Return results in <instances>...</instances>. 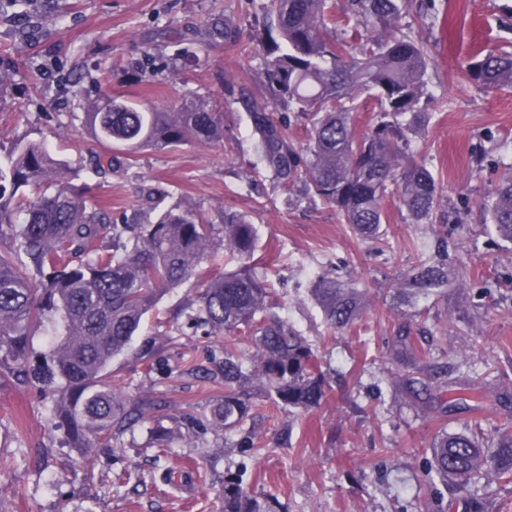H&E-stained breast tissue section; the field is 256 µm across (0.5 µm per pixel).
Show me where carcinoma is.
<instances>
[{
	"mask_svg": "<svg viewBox=\"0 0 512 512\" xmlns=\"http://www.w3.org/2000/svg\"><path fill=\"white\" fill-rule=\"evenodd\" d=\"M350 6L354 25L346 37L336 33L329 0H265L261 66L268 103L257 104L244 87L238 103L248 112L261 163L283 191L299 188L355 234L376 239L391 194L414 224H431L437 215L436 179L410 150V136L429 122L436 98L426 46L402 23L412 0H351ZM465 73L484 89L512 87V52L479 49ZM363 92L376 101L377 121L357 137L351 112ZM282 103L306 123L305 144L289 138L290 118L277 110ZM83 130L106 148L93 158L105 177L130 166L142 147L223 141L224 114L200 101L180 112L142 110L100 94L84 107ZM72 177L68 162L40 141L0 148V240L8 242L0 249V369L52 398L53 426L78 458L90 462L96 449L112 447L142 422L140 400L112 382V362L129 352L162 293L200 277L207 246L219 235L238 266L204 278L187 324L206 336L249 331L258 361L248 366L224 348V395L185 415L188 430L200 438L219 428L257 453L251 388L258 379L277 406L308 411L321 404L330 389L326 374L313 344L275 312L267 268L254 262L257 231L247 215L225 209L211 220L155 204L118 224ZM482 205L488 223L512 241V176ZM449 279L447 264L421 248L406 289L427 294ZM313 293L330 329H348L358 319L359 291L351 284L322 275ZM40 329L54 342L36 354L32 339ZM402 383L419 399L433 390L423 378ZM147 432L164 449L178 427L157 419ZM431 456L432 472L450 491L512 479V438L443 432ZM221 502V512H284L277 498L250 493L239 470L224 475Z\"/></svg>",
	"mask_w": 512,
	"mask_h": 512,
	"instance_id": "carcinoma-1",
	"label": "carcinoma"
}]
</instances>
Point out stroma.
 Here are the masks:
<instances>
[{
    "label": "stroma",
    "mask_w": 512,
    "mask_h": 512,
    "mask_svg": "<svg viewBox=\"0 0 512 512\" xmlns=\"http://www.w3.org/2000/svg\"><path fill=\"white\" fill-rule=\"evenodd\" d=\"M262 0H26L15 12L0 0V67L13 77L0 109V144L38 140L91 185L111 216L137 205L181 203L215 215L232 209L257 227L255 253L274 272L280 315L301 330L334 369L321 405L300 413L273 405L255 431L252 455L207 435L178 440L159 452L145 429L97 449V478L81 466L60 471L69 456L50 420L51 402L0 372V512H219L224 475L244 470L257 495L278 497L285 512H465L483 498L488 512H512V482H476L449 493L430 471L431 445L443 430L495 429L512 435V243L483 221L479 201L512 173V88L483 91L464 68L471 46L512 42V0H434L444 22L413 17L431 51V89L446 103L411 148L438 186V208L456 223L413 224L398 199H387L377 241H362L335 211L302 197L287 198L261 171L246 113L234 89L266 92L257 52L264 31ZM227 33L200 34L213 20ZM108 92L143 107L179 109L201 99L224 111L223 144L191 142L139 150L132 165L100 180L89 165L93 147L80 133L87 100ZM447 244L456 279L447 288L400 304L396 295L416 255ZM348 281L362 295L352 328L327 329L309 290L318 276ZM199 282L166 293L147 317L131 353L116 359L124 391L144 404L146 421L199 413L224 393L216 364L225 335L169 333L166 323L197 305ZM409 327L414 360L396 361L398 330ZM154 363L136 356L143 344ZM469 361L477 390L440 380L435 399L419 408L401 378ZM288 443H280L281 430ZM171 480H164V470Z\"/></svg>",
    "instance_id": "stroma-1"
}]
</instances>
